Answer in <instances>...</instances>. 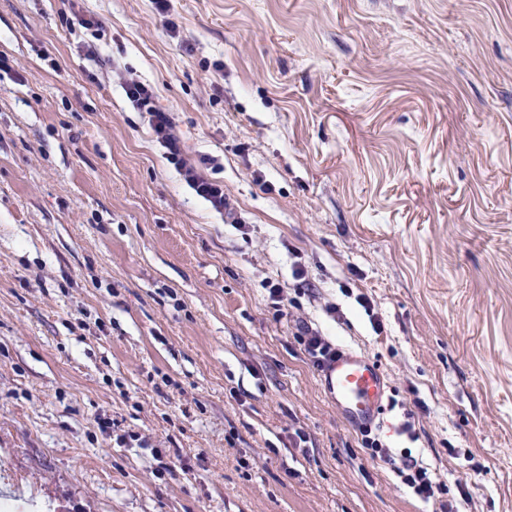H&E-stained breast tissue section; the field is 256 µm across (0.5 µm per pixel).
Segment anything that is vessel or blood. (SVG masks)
Wrapping results in <instances>:
<instances>
[{
  "label": "vessel or blood",
  "mask_w": 512,
  "mask_h": 512,
  "mask_svg": "<svg viewBox=\"0 0 512 512\" xmlns=\"http://www.w3.org/2000/svg\"><path fill=\"white\" fill-rule=\"evenodd\" d=\"M319 383L338 414L354 430L379 425L385 411V373L370 356L339 350L320 371Z\"/></svg>",
  "instance_id": "1"
}]
</instances>
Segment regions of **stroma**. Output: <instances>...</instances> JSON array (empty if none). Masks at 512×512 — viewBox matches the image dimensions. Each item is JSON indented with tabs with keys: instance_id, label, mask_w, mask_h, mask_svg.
Here are the masks:
<instances>
[{
	"instance_id": "35a3bbf8",
	"label": "stroma",
	"mask_w": 512,
	"mask_h": 512,
	"mask_svg": "<svg viewBox=\"0 0 512 512\" xmlns=\"http://www.w3.org/2000/svg\"><path fill=\"white\" fill-rule=\"evenodd\" d=\"M174 6L0 0V512H429L304 329L381 364L393 454L512 512V0ZM122 87L128 99L149 115L150 128L157 142L164 148L165 159L174 166L186 185L200 198L208 202L211 208L224 216L230 210L229 198L224 194V184L210 179L202 164L188 156L181 148L174 134V124L169 112L158 105L157 95L150 84L142 81L133 72L127 75L119 73Z\"/></svg>"
}]
</instances>
